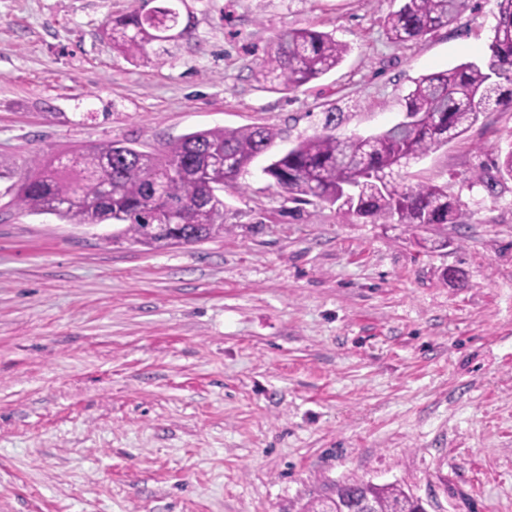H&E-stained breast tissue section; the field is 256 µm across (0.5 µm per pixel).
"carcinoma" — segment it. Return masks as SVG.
I'll return each mask as SVG.
<instances>
[{"instance_id": "carcinoma-1", "label": "carcinoma", "mask_w": 512, "mask_h": 512, "mask_svg": "<svg viewBox=\"0 0 512 512\" xmlns=\"http://www.w3.org/2000/svg\"><path fill=\"white\" fill-rule=\"evenodd\" d=\"M468 0H402L384 21L395 42L421 40L454 23ZM498 15L489 54L479 62L422 77L408 94L409 120L371 136H336V114L326 115L322 132L272 157L264 175L288 194L357 215L415 230L456 224L459 202L432 183L406 185L402 170L413 160L465 134L485 112L512 107V0H497ZM178 13L153 7L108 24L113 49L134 61L155 42L169 41ZM347 45L312 28L283 31L261 60V78L290 92L334 70ZM278 132L266 125L211 128L181 137L165 149L143 152L110 142L83 148L65 163L44 153L8 191L22 210L52 214L69 224L118 225L112 238L147 246L190 245L224 236V189L266 154ZM493 164L512 178V145ZM367 502L371 512H416L413 495L400 486H380L351 477L334 494L303 512H348Z\"/></svg>"}]
</instances>
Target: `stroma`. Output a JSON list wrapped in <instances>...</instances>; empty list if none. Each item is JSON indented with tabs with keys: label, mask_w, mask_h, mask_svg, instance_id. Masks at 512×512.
<instances>
[{
	"label": "stroma",
	"mask_w": 512,
	"mask_h": 512,
	"mask_svg": "<svg viewBox=\"0 0 512 512\" xmlns=\"http://www.w3.org/2000/svg\"><path fill=\"white\" fill-rule=\"evenodd\" d=\"M188 33L130 63L109 19L143 0H0V158L164 148L271 125L275 151L397 123L418 78L480 60L496 0L395 43L400 0H153ZM350 46L270 89L288 28ZM512 110L404 168L461 221L413 230L301 206L261 172L225 190L224 237L150 249L21 211L0 182V512H300L358 477L428 512H512ZM458 271L448 281L445 270Z\"/></svg>",
	"instance_id": "stroma-1"
}]
</instances>
